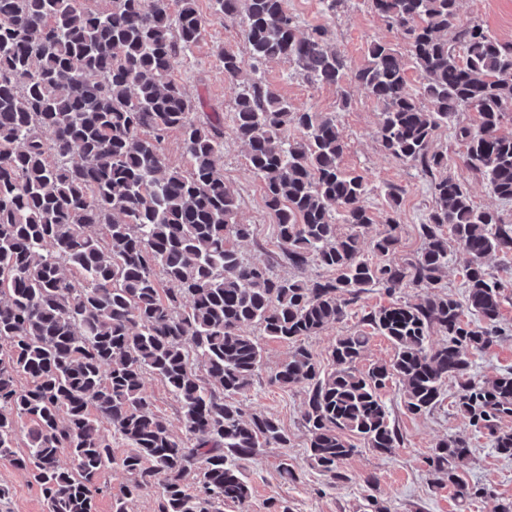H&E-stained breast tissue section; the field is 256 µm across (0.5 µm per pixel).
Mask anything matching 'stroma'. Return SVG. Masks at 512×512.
Instances as JSON below:
<instances>
[{
	"label": "stroma",
	"instance_id": "stroma-1",
	"mask_svg": "<svg viewBox=\"0 0 512 512\" xmlns=\"http://www.w3.org/2000/svg\"><path fill=\"white\" fill-rule=\"evenodd\" d=\"M207 22L204 41L182 56L173 71L194 106L197 120L208 121L213 113L223 114L224 150L217 165L225 183L239 199V219L255 227L253 239L238 243L243 257L251 262L266 263L279 276L295 272L281 259L273 215L264 204L261 179L249 168L245 148L237 139L231 120L236 87L224 77L217 55L227 48L240 56L248 49L239 24L214 13L211 0H197ZM328 0H288V10L295 17L300 31L315 26L325 27L332 44L350 67L365 61L367 44L374 39L387 41L401 52L409 45L402 33L375 14L370 0H342L336 10H328ZM460 23H478L501 40H512V0H460ZM267 83L295 106L314 112L332 113L346 143L342 165L363 174L371 188L364 204L374 214L373 224L363 228L364 241H371L384 229L387 204L384 190L393 185L401 190L398 212L400 246L397 262L414 259L422 250L419 226L424 223L432 205L430 181L418 169L390 156L378 136V108L368 93L355 84L343 88L321 85L306 80L292 64L272 61L262 67ZM348 96V105H341V96ZM434 146L448 157V175L463 181L477 207L498 211L506 223L512 224V202L506 203L492 195L485 182L464 167L463 147L453 127L441 128ZM489 271L501 289L498 326L500 339L482 352H469L472 371L481 378H491L512 371V251L496 253L486 261ZM424 292L402 287L395 293L373 288L348 310L342 322L328 326L319 335L310 337L306 346L324 370H332L330 350L336 338L364 327L363 317L372 310L396 300L419 302ZM248 335L257 337L263 349V365L252 387L239 395L246 413H262L275 417L287 431V447L274 445L260 448L258 454L243 461L242 467L252 486V512H273L275 505L285 504L289 512H371L365 487L366 479L376 482V496L390 512H497L500 504L512 501V457L498 455L487 432L476 431L467 418L457 412L455 400L458 387L448 383L442 401L432 412L409 414L402 403L399 382H389L382 397L390 418L398 428L403 443L393 454L384 455L366 446H359L343 469L344 482L333 484L307 462V436L302 425L305 395L301 389H284L269 381L278 365L287 359V344L262 336L258 327H247ZM461 435L470 442L471 453L461 465L469 484L484 487L482 497L460 502L446 479L433 475L427 460L433 446L448 435ZM292 462L300 473L296 482H285L279 473L281 460ZM0 486L9 491L0 501V512H47L36 483L25 471L0 460Z\"/></svg>",
	"mask_w": 512,
	"mask_h": 512
}]
</instances>
